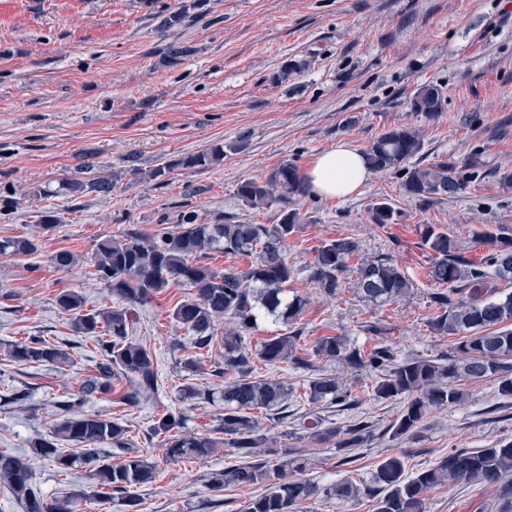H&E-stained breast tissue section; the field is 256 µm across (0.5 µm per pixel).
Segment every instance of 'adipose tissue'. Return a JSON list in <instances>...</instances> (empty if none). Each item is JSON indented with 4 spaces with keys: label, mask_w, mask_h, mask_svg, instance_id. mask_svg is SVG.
Returning a JSON list of instances; mask_svg holds the SVG:
<instances>
[{
    "label": "adipose tissue",
    "mask_w": 512,
    "mask_h": 512,
    "mask_svg": "<svg viewBox=\"0 0 512 512\" xmlns=\"http://www.w3.org/2000/svg\"><path fill=\"white\" fill-rule=\"evenodd\" d=\"M369 176L366 159L360 150L342 142L316 156L307 168L304 180L314 195L345 199L357 194Z\"/></svg>",
    "instance_id": "1"
}]
</instances>
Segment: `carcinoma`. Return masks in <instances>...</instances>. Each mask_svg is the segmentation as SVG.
Segmentation results:
<instances>
[{
  "instance_id": "cac0c4a2",
  "label": "carcinoma",
  "mask_w": 512,
  "mask_h": 512,
  "mask_svg": "<svg viewBox=\"0 0 512 512\" xmlns=\"http://www.w3.org/2000/svg\"><path fill=\"white\" fill-rule=\"evenodd\" d=\"M190 8L201 9L203 2L193 0L182 10L169 13L162 18L160 27L182 24ZM444 103L443 88L426 83L415 92L410 107L432 121L443 111ZM422 146L419 130L392 127L364 150V156L373 172L400 173L403 194L424 203L437 195L443 199L456 195L466 175H474L483 166L475 156L463 163L445 159L429 168L405 167ZM223 160L224 145L216 144L177 159L175 165L208 169ZM82 169L84 179L65 183L69 192L112 193V178L102 175L96 165L87 162ZM305 195L299 170L286 162L265 177L244 179L236 189L238 199L252 210L277 208L274 224H205L191 211L183 213L179 223L163 224L153 233H127L97 243L95 276L118 301L138 305L173 285L192 289L191 297L176 304L173 318L191 333L194 348L201 351L209 347L217 335L216 321L229 320L222 336L224 370L216 373L224 382L189 387L186 395L224 405L217 431L231 437V443L210 434L184 431L183 414L169 410L152 428L153 435L164 438L166 457L171 461L200 459L228 445L224 468L209 473L207 486L217 504L223 502L226 488L262 486V493L246 503L245 512H305L309 501L321 497L343 503L369 498L373 512H424L426 492L462 479L498 488V512H512V440H502L488 448H454L431 468L412 476L406 474L403 455L389 454L377 464L370 480L357 483L346 478L331 485L303 477L310 461L301 449L283 452L274 465L258 458V449L268 447V438L259 433L255 413L281 409L292 393L288 384L260 376L259 369L283 362L309 365L296 355L294 335L271 336L253 350L245 342L260 317L271 316L284 325L295 324L305 308L304 299L286 296L295 269L288 264L285 251L288 238L302 224L299 209L293 203ZM394 216L395 210L387 202L370 207L371 222L377 226L394 223ZM419 233L421 245L430 251L429 280L444 286L431 296L437 312L429 319V325L439 335L457 337L454 355L399 360L388 345L363 353L347 347L341 336H320L303 350L311 357L379 373L375 397L404 402L391 426L395 437L415 434L428 412L460 403L464 398L463 381L492 378L498 383L499 395L512 396V293L488 298L494 281L512 280V236L504 232L490 235L482 242L489 251L475 262L461 253L454 237L440 225L423 224ZM37 251V241L31 238L0 240V254L27 256ZM212 252L242 256L249 265L214 270L201 264V259ZM354 257L361 260L357 267V293L362 300L383 303L410 295L412 284L393 257H366L360 241L351 236L324 242L308 267L309 277L325 296L334 298L342 288L341 278L349 267L348 261ZM55 303L71 316L76 332L86 336L104 332L98 339L103 361L96 366L97 376L60 404L65 414L56 420L50 438L33 440L28 454L0 452V484L24 512H80L83 499L81 494L62 500L46 499L35 478L34 457L52 461L61 472L78 465L88 469L96 488L108 496L151 484L160 474L158 464L129 439L127 427L109 417L81 411L92 395L112 393V381L118 375L134 383L133 390L125 394L130 402L158 392L160 379L151 352L129 339L127 309L115 306L89 312L84 309V297L71 289L61 290ZM7 354L19 363L65 366L70 361L67 351L42 336L8 344ZM305 396L312 404L327 402L343 409L359 404L351 389L326 375L310 380ZM314 435L335 439L338 448L353 449L367 444L371 431L366 424H356L344 430L326 428ZM60 442L76 445L80 452L67 453L58 447ZM103 445L115 447L117 461L100 454Z\"/></svg>"
}]
</instances>
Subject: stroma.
Masks as SVG:
<instances>
[{"instance_id": "stroma-1", "label": "stroma", "mask_w": 512, "mask_h": 512, "mask_svg": "<svg viewBox=\"0 0 512 512\" xmlns=\"http://www.w3.org/2000/svg\"><path fill=\"white\" fill-rule=\"evenodd\" d=\"M188 0H0V239L38 240L37 253L0 254V452L21 453L31 440L49 437L58 404L96 374L102 356L97 339L76 334L56 306L64 288L80 292L89 310L114 307L96 281L95 248L106 236L148 234L194 211L208 224H272V209L241 205L240 181L268 175L283 163L306 170L313 158L341 142L363 149L393 126L418 128L423 148L413 165L427 167L451 157L478 155L484 162L456 197L427 204L406 197L393 172L371 174L360 194L342 200L305 196L296 201L304 222L288 241L295 277L289 295L305 299L296 325L264 318L247 343L256 347L276 334L300 332L304 341L330 334L356 348L383 343L398 357L449 356L454 337L433 333L428 324L431 295L429 258L420 246V225L439 224L456 237L467 257L486 252L478 233L512 230V0H206L177 27L160 20ZM188 45L190 56L166 66L170 45ZM297 69L280 80L284 62ZM441 85L446 104L428 121L410 108L425 83ZM245 148H238V141ZM226 146L212 168L182 169L177 159L212 145ZM100 165L115 184L112 194H73L63 179L78 176L81 164ZM167 167L155 181L147 172ZM389 200L394 223L371 224L369 208ZM51 210L59 222L42 230ZM358 238L366 256L392 255L413 283L403 301L367 303L355 293L357 273L348 267L336 297L321 294L307 270L324 241ZM72 252L74 265L60 268L52 254ZM189 288L174 286L148 303L131 307V338L150 350L160 379L156 396L128 404L126 378L112 395L95 396L87 414H101L128 426L162 472L156 483L129 495L104 499L86 469L58 472L53 462H34L37 481L51 500L83 493V512H244L251 491L228 489L224 503L211 506L207 475L223 468V452L188 462L166 458L151 428L168 408L181 409L186 428L214 433L219 406L180 396L184 386L215 384L224 361L215 343L191 372L182 366L192 336L172 318ZM32 336L55 341L72 357L55 368L13 362L6 346ZM263 376L294 389L287 420L261 415L262 432L273 449H306L307 475L322 484L369 478L376 462L405 453L408 473L433 465L454 448H486L512 439V399L494 381L468 382L464 400L430 411L416 436L393 438L389 428L401 402L374 397L378 377L364 368L327 360L297 369L280 363ZM338 378L355 394L354 410L309 404L311 378ZM26 391L24 402H13ZM323 427L372 423L373 438L358 459L340 464L335 442L314 440L311 417ZM494 489L461 480L425 495L426 512H497Z\"/></svg>"}]
</instances>
